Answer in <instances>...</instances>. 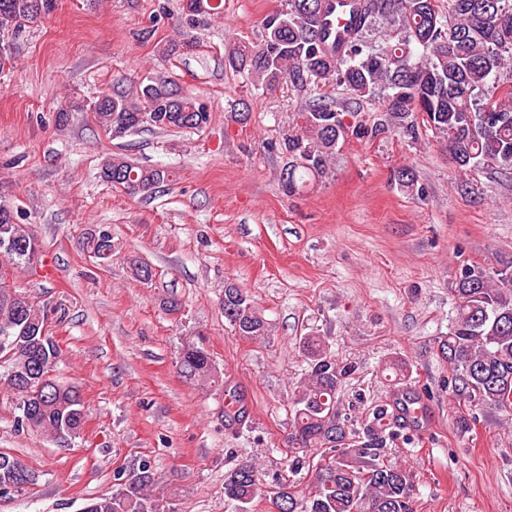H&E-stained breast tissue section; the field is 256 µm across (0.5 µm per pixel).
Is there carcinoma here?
<instances>
[{
  "label": "carcinoma",
  "mask_w": 512,
  "mask_h": 512,
  "mask_svg": "<svg viewBox=\"0 0 512 512\" xmlns=\"http://www.w3.org/2000/svg\"><path fill=\"white\" fill-rule=\"evenodd\" d=\"M221 3L183 0L188 27L218 14ZM56 0H0V72L12 67V42L28 23L49 16ZM328 0H281V8L262 19L260 43L243 42L229 49L228 66L244 73L252 85L272 90L289 81L310 93L333 81L351 99L367 100L386 92V110L373 120L342 123L334 103L317 102L299 113L288 133L274 143L285 159L279 175L291 195L323 179L339 142L348 136L375 139L400 131L414 139L420 127L448 144L462 170L478 167L512 170V75L502 78L512 60V0H448L443 15L437 0H357L349 38L337 52L324 43L323 20ZM493 85L492 93L483 89ZM73 107L90 111L98 126L115 136L151 128L163 132L210 125L209 109L181 92L163 75L139 83L132 96L115 95ZM106 183L147 196L170 182L165 168L139 167L122 154L102 165ZM396 181L420 194L414 172L396 170ZM39 240L20 221L18 212L0 202V386H6L16 428L64 443L79 436L85 421L77 390L60 384L54 371L62 349L51 334H42L53 310L14 287V272L31 264L41 251ZM82 250L106 264L112 261V233L98 228L82 237ZM135 278L149 283L152 266L130 260ZM456 316L446 336L438 337L441 356L452 370V388L474 406H512V263L495 270L465 265L456 274ZM224 319L244 339L267 335L265 321L251 296L233 282L220 302ZM307 360L292 422L298 447L289 469L305 463L302 454L320 450L317 482L307 494L294 481H277L272 503L279 512H413L406 471L385 462L387 441L394 433L370 427L364 436L346 440L336 393L353 371L339 365L319 336L303 338ZM177 365L182 376L199 385L219 384L210 352L201 341L182 344ZM33 484L31 470L0 452V498ZM149 465L117 473V489L89 499L86 512H173L170 503L150 493ZM262 492L255 469L246 463L224 479V498L239 512Z\"/></svg>",
  "instance_id": "carcinoma-1"
}]
</instances>
